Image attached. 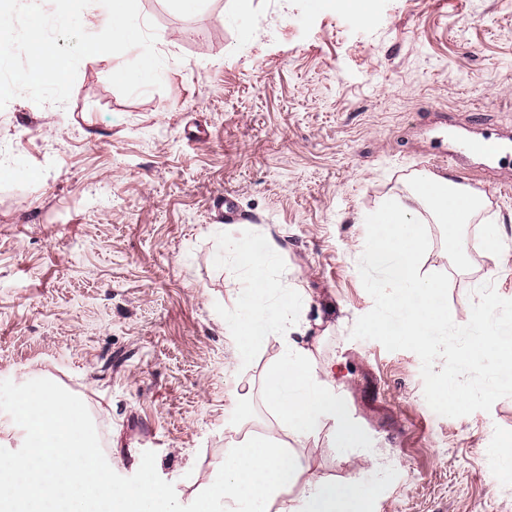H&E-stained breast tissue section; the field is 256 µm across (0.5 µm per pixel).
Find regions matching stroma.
Returning <instances> with one entry per match:
<instances>
[{
  "label": "stroma",
  "instance_id": "1",
  "mask_svg": "<svg viewBox=\"0 0 512 512\" xmlns=\"http://www.w3.org/2000/svg\"><path fill=\"white\" fill-rule=\"evenodd\" d=\"M157 29L163 86L122 95L109 77L135 52L81 61L65 106L0 110V380L46 378L106 421L124 477L143 452L187 505L220 482L224 452L270 433V339L232 366L224 313L243 274L224 241L270 235L269 275L305 289L317 366L334 364L339 419L293 443L299 483L349 482L362 512H512V397L434 415L421 361L350 333L373 307L358 272L362 213L444 171L489 205L448 252L422 227V273L449 276L456 324L475 290L512 300V0H138ZM468 138L505 150L485 159ZM228 200L233 217L214 206ZM500 225L502 245L478 239ZM250 398L231 402L235 380ZM354 434L333 447L335 421Z\"/></svg>",
  "mask_w": 512,
  "mask_h": 512
}]
</instances>
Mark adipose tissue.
<instances>
[{
  "label": "adipose tissue",
  "instance_id": "1",
  "mask_svg": "<svg viewBox=\"0 0 512 512\" xmlns=\"http://www.w3.org/2000/svg\"><path fill=\"white\" fill-rule=\"evenodd\" d=\"M483 204L478 192L456 191L447 173H427L408 196L384 201L365 216V223L374 228L367 258L383 270L375 286L388 291L402 335L430 345L448 333L447 318L433 311L441 285L423 277L418 264L424 220L447 225L452 249L462 251L466 243L459 228L470 223ZM225 250L244 268L234 308L224 317L233 358L246 363L270 338L279 339L281 353L265 374L264 399L274 411L279 432L306 438L320 418L335 417L338 401L331 381L320 379L306 339L305 291L294 288L284 298L270 299L268 271L278 247L269 237L234 239ZM362 497L360 487L324 479L298 485L287 446L251 434L225 451L222 481L198 492L194 505L195 512H359Z\"/></svg>",
  "mask_w": 512,
  "mask_h": 512
}]
</instances>
